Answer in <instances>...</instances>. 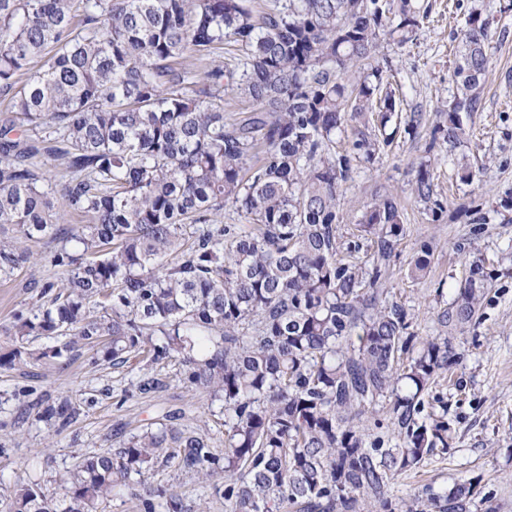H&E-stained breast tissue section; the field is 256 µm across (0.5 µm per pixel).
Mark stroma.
I'll return each instance as SVG.
<instances>
[{
	"label": "stroma",
	"instance_id": "obj_1",
	"mask_svg": "<svg viewBox=\"0 0 512 512\" xmlns=\"http://www.w3.org/2000/svg\"><path fill=\"white\" fill-rule=\"evenodd\" d=\"M431 2L433 10L414 43L383 49L401 99L391 121L397 132L373 163L354 161L340 200L341 231L345 239H352L357 215L376 194L390 192L401 203L405 234L388 260L385 286L391 298L414 308V328L422 334L432 328L437 310L455 298L473 267H481L491 292L480 325L455 340L464 359L454 371V385L446 389L452 426L448 456L403 475L395 492L411 494L430 482L449 487L460 477L480 474L497 489V512H512V207L500 205L502 198L512 195V11L501 12L506 0ZM474 5L489 16L495 32L482 106L468 118L467 141L455 147L435 146L432 130L456 91V33L465 10ZM413 117L418 120L416 128L404 132ZM462 156L475 171L468 183L457 175L456 160ZM424 160L431 163L446 208L443 221L433 224L411 193ZM477 211L484 223H473ZM426 244L432 251L430 272L423 279H412L408 267ZM25 246L33 261L11 280L0 281V330L16 311L32 306L37 294L33 282L56 276L40 260L48 249L46 241L33 239ZM176 371L173 364L158 370L162 388L128 398L124 392L136 382L139 366L112 365L86 348L74 351L63 370L50 363L0 370V497L28 479L40 481L50 494L62 495L64 475L79 454L116 446L118 431H133L171 409L185 411L197 423L208 424L214 437H223L224 428L215 417L218 404L179 382ZM65 397L82 406L69 428L56 433L29 417L38 400ZM150 480L178 493L188 504L203 502L209 512H224L223 502L211 499L194 474L159 466Z\"/></svg>",
	"mask_w": 512,
	"mask_h": 512
}]
</instances>
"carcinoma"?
Returning a JSON list of instances; mask_svg holds the SVG:
<instances>
[{"mask_svg": "<svg viewBox=\"0 0 512 512\" xmlns=\"http://www.w3.org/2000/svg\"><path fill=\"white\" fill-rule=\"evenodd\" d=\"M427 13L415 0H269L258 17L248 0H0V279L31 262L19 237L57 243L43 260L59 272L5 328L0 369L64 368L96 347L114 365L143 358L145 393L176 363L224 415L222 450L169 412L82 455L62 496L21 481L0 512H98L122 488L138 512H193L148 482L168 464L201 476L224 512H496L478 476L394 494L448 454V396L426 395L463 358L449 333L481 323L484 276L438 311L436 335L415 331L384 288L405 219L390 194L356 220L372 262L339 257L342 185L391 138L365 124L348 149L336 137L351 116L384 127L399 111L380 47L414 41ZM456 39L457 93L434 130L450 145L481 107L490 19L471 8ZM226 95L249 108L230 116ZM18 125L29 136L9 139ZM413 194L442 218L427 161ZM226 207L245 223H223ZM62 210L91 223L64 226ZM429 266L425 245L410 277ZM42 336L58 344L33 347ZM79 415L47 401L35 421L59 431Z\"/></svg>", "mask_w": 512, "mask_h": 512, "instance_id": "obj_1", "label": "carcinoma"}]
</instances>
